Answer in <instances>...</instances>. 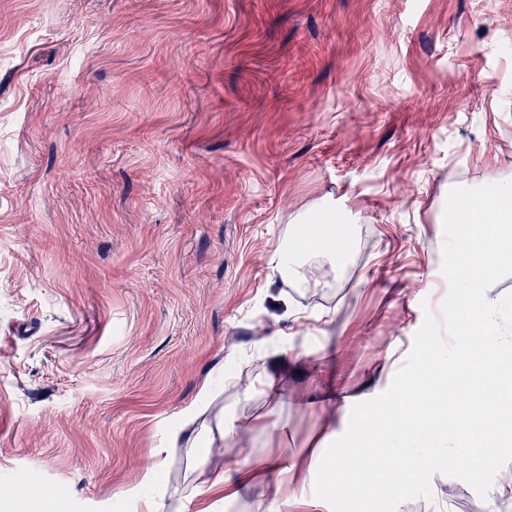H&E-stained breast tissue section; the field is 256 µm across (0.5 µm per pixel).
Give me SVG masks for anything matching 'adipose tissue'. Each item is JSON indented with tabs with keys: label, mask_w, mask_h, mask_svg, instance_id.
<instances>
[{
	"label": "adipose tissue",
	"mask_w": 512,
	"mask_h": 512,
	"mask_svg": "<svg viewBox=\"0 0 512 512\" xmlns=\"http://www.w3.org/2000/svg\"><path fill=\"white\" fill-rule=\"evenodd\" d=\"M448 225L466 231L463 240L452 242L451 276L461 288L450 339L430 335L425 340L417 372L412 381L394 397L374 410L369 424L356 425L341 446H334V433H327L315 445L321 459L319 474L305 470L299 460L272 463L273 495L255 503L254 512H317L321 503L296 495L297 486L320 477L328 494L345 503L361 497L367 486L382 481L405 491L421 469L448 466L475 474L481 453L512 459V407H505L512 395V338L504 336L505 317L496 300L487 297L490 280L498 270L512 267V184L491 182L454 200L448 207ZM350 242V227L343 209L329 205L310 218L299 219L293 231L271 256L273 270L281 279L308 286L317 283L315 267L307 261L310 252L331 257L344 255ZM484 299L479 313H472L467 297ZM448 384L435 386L440 375ZM213 397L210 382H203L196 402L182 412L180 425L167 439L175 448L182 441L192 446L214 444L216 437H246L262 422L253 415L237 420L217 435L192 434L191 428ZM453 406L468 419L455 431L458 446L441 452L436 436L446 428L437 415ZM256 472L246 468L228 474L223 467L211 470L203 482L193 485L185 501L195 512H214L216 502L237 497L239 488L255 480Z\"/></svg>",
	"instance_id": "ef3b65f1"
}]
</instances>
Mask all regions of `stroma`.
Returning <instances> with one entry per match:
<instances>
[{
    "label": "stroma",
    "mask_w": 512,
    "mask_h": 512,
    "mask_svg": "<svg viewBox=\"0 0 512 512\" xmlns=\"http://www.w3.org/2000/svg\"><path fill=\"white\" fill-rule=\"evenodd\" d=\"M497 181L512 0H0V486L47 488L0 512H138L158 448L178 501L201 474L166 438L207 379L201 423L267 416L209 466L316 467L332 405L341 439L451 319L443 211ZM324 203L351 242L294 287L269 258ZM282 328L269 401L258 338ZM503 466L427 470L356 512H486Z\"/></svg>",
    "instance_id": "35a3bbf8"
}]
</instances>
